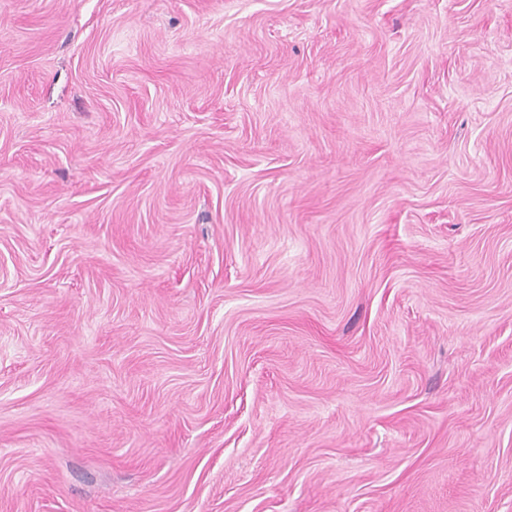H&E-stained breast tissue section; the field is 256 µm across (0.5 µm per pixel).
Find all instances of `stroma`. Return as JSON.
Returning a JSON list of instances; mask_svg holds the SVG:
<instances>
[{"instance_id":"1","label":"stroma","mask_w":512,"mask_h":512,"mask_svg":"<svg viewBox=\"0 0 512 512\" xmlns=\"http://www.w3.org/2000/svg\"><path fill=\"white\" fill-rule=\"evenodd\" d=\"M0 512H512V0H0Z\"/></svg>"}]
</instances>
